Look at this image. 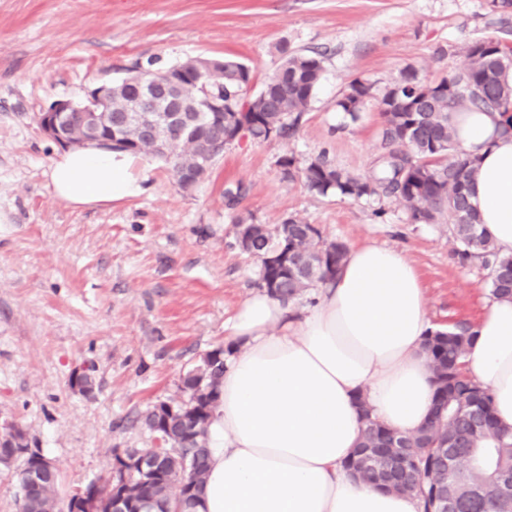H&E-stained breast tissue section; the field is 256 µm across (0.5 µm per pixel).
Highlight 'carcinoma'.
<instances>
[{"instance_id": "1", "label": "carcinoma", "mask_w": 512, "mask_h": 512, "mask_svg": "<svg viewBox=\"0 0 512 512\" xmlns=\"http://www.w3.org/2000/svg\"><path fill=\"white\" fill-rule=\"evenodd\" d=\"M466 63L442 78L448 92L436 82L422 78L413 67L405 68L397 81L387 86L378 101L383 117L384 151L374 162L371 175L362 177L331 163L320 155L301 167L293 155L277 159L282 178L301 181L321 196L340 195L349 199L377 197L401 203L415 223L436 224L443 217L452 221L454 254L460 262L479 260L487 270L491 295L512 300V255L502 256L480 224L466 189L475 172V161L458 150L451 125L453 112H499L503 132L512 133V45L499 38L473 40L463 48ZM214 70L202 84L224 99V111L247 125L254 140L269 137L289 139L298 132L312 96L323 76V54L292 51L282 58L263 83L261 94L248 98L251 70L233 58H215ZM200 84V85H202ZM192 83L184 89L189 100L200 91ZM373 85L353 80L337 101L340 111L357 119ZM128 99V85L120 80L112 87V110L119 112ZM216 154L203 156L194 139L184 137L169 145L163 162L176 185L189 190L182 180L186 170L195 172L192 187L209 175ZM234 227L247 229L252 244L243 252L260 262L259 285L283 302L333 279L347 256L346 245L326 241L321 231L297 214H290L271 229L238 215ZM287 247L286 267H269L266 254ZM471 326L459 323L436 330L423 344L435 384L434 407L429 421L414 434L403 435L410 451L391 447L393 429L376 420L370 408L359 402L362 421L360 443L365 448H388L409 473L432 470L438 448L446 441L460 449L456 476L448 484V495L460 501L470 488L487 480L495 470H512V430L498 424L490 394L466 371L471 343ZM224 361L210 353L196 373H188L183 384L188 399L175 404L176 412L161 415L158 406L145 414V424L166 437L163 473L150 485L130 473L122 490L128 497L152 496L157 505L173 504L181 494L175 469L190 465L189 477L203 488L208 471V438L216 401L222 384ZM22 461L21 473L35 466L27 456L15 454L9 443L0 445V464L9 467ZM57 473L41 481L39 490L22 498L21 512H55Z\"/></svg>"}]
</instances>
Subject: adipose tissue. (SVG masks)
Listing matches in <instances>:
<instances>
[{"instance_id": "obj_1", "label": "adipose tissue", "mask_w": 512, "mask_h": 512, "mask_svg": "<svg viewBox=\"0 0 512 512\" xmlns=\"http://www.w3.org/2000/svg\"><path fill=\"white\" fill-rule=\"evenodd\" d=\"M451 123L477 160L469 201L478 222L512 255V135L501 134L497 112H456ZM139 165L127 151L89 145L54 160L50 180L73 207L105 206L142 193ZM228 330L198 512H421L415 497L359 483L344 468L360 436L359 401L404 434L431 414L422 344L433 326L402 250L351 248L294 319L280 299L255 291ZM473 332L470 373L512 428V301H491Z\"/></svg>"}]
</instances>
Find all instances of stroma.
Wrapping results in <instances>:
<instances>
[{"mask_svg": "<svg viewBox=\"0 0 512 512\" xmlns=\"http://www.w3.org/2000/svg\"><path fill=\"white\" fill-rule=\"evenodd\" d=\"M485 36L512 42V12L492 0H0V428L20 427L54 463L60 500L107 476L114 450L157 447L140 415L183 399V375L223 345L225 323L257 290L233 213L270 227L297 214L350 248H400L435 327L476 322L487 272L458 263L448 221L415 224L395 201L315 194L283 180L276 161L324 153L368 174L383 119L373 100L357 119L339 112L348 83L381 89L408 66L445 76ZM286 49L325 55L295 138L226 146L189 193L144 158L139 197L80 209L55 196L49 172L63 149L36 121L51 103L83 101L131 66L192 56L235 57L259 84ZM236 187L231 211L224 192ZM84 372L87 392L74 386Z\"/></svg>", "mask_w": 512, "mask_h": 512, "instance_id": "stroma-1", "label": "stroma"}]
</instances>
